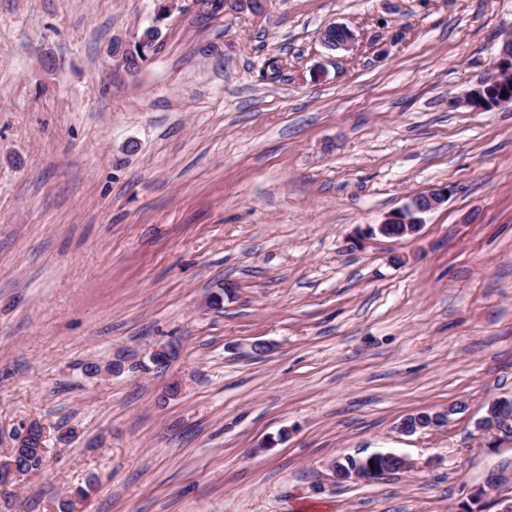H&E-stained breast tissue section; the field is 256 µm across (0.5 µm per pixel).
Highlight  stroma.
I'll list each match as a JSON object with an SVG mask.
<instances>
[{
	"instance_id": "obj_1",
	"label": "stroma",
	"mask_w": 512,
	"mask_h": 512,
	"mask_svg": "<svg viewBox=\"0 0 512 512\" xmlns=\"http://www.w3.org/2000/svg\"><path fill=\"white\" fill-rule=\"evenodd\" d=\"M157 8L0 0V454L31 420L49 450L0 512L83 486L82 512H500L512 446L474 425L512 399V107L467 95L512 0ZM153 24L127 73L113 44ZM443 188L416 235L365 236ZM386 452L414 471L328 469ZM161 39V31L157 26H148L144 28L139 35L136 36L135 42L137 50L135 52V45L129 48L128 54H133L131 58L127 59L126 64L129 67L138 69L139 66L148 60V58L158 49ZM385 457H391L397 460L399 471H406L408 473L414 469V463L407 457L394 453H377L362 458L350 473L340 471L334 460L330 462L329 470L332 472L334 478H336V481H370L378 474V460ZM369 461H372V464H369Z\"/></svg>"
}]
</instances>
